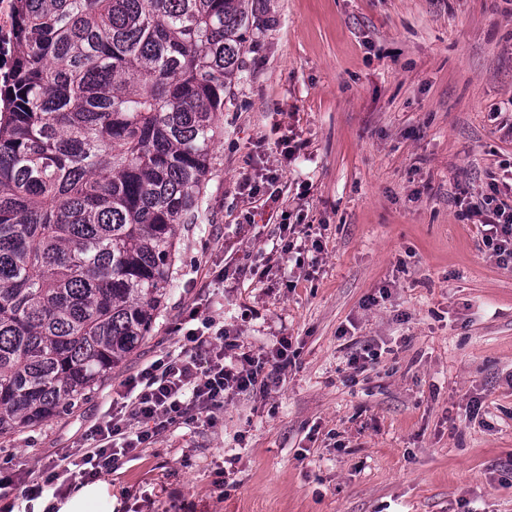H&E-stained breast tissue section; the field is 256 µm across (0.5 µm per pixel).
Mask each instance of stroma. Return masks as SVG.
<instances>
[{
  "label": "stroma",
  "mask_w": 512,
  "mask_h": 512,
  "mask_svg": "<svg viewBox=\"0 0 512 512\" xmlns=\"http://www.w3.org/2000/svg\"><path fill=\"white\" fill-rule=\"evenodd\" d=\"M257 8L207 220L180 231L149 336L90 395L1 439L0 464L73 452L129 376L180 351L172 327L198 304L253 353L288 337L279 385L122 458L89 512H512V268L472 212L512 180V0Z\"/></svg>",
  "instance_id": "obj_1"
}]
</instances>
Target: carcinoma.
<instances>
[{"label": "carcinoma", "instance_id": "obj_1", "mask_svg": "<svg viewBox=\"0 0 512 512\" xmlns=\"http://www.w3.org/2000/svg\"><path fill=\"white\" fill-rule=\"evenodd\" d=\"M0 83V436L145 339L205 223L254 0H14Z\"/></svg>", "mask_w": 512, "mask_h": 512}]
</instances>
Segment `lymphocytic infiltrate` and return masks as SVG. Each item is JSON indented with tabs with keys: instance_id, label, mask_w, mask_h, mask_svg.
<instances>
[{
	"instance_id": "1",
	"label": "lymphocytic infiltrate",
	"mask_w": 512,
	"mask_h": 512,
	"mask_svg": "<svg viewBox=\"0 0 512 512\" xmlns=\"http://www.w3.org/2000/svg\"><path fill=\"white\" fill-rule=\"evenodd\" d=\"M475 210L483 215V238L502 263H512V207L484 195ZM182 351L142 368L124 385L123 401L109 419L92 426L89 445L57 459L50 469L15 470L0 475V501L18 495L42 497L55 481L85 483L110 472L121 457L149 444L161 430L190 424L223 409L231 395L267 394L288 364V338L267 355H255L239 337L215 326L212 317L192 311L178 323Z\"/></svg>"
}]
</instances>
